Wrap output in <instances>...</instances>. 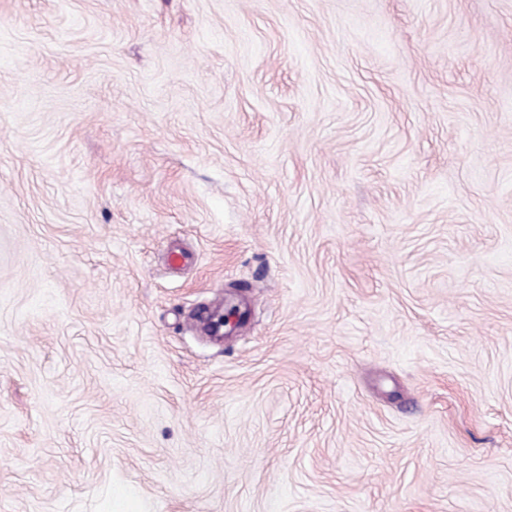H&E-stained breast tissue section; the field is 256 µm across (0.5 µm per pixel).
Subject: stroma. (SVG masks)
Wrapping results in <instances>:
<instances>
[{
	"label": "stroma",
	"mask_w": 512,
	"mask_h": 512,
	"mask_svg": "<svg viewBox=\"0 0 512 512\" xmlns=\"http://www.w3.org/2000/svg\"><path fill=\"white\" fill-rule=\"evenodd\" d=\"M0 512H512V0H0ZM204 314L208 336H217L218 339H221L224 338V326L234 323L237 309L231 306L224 311L223 306L217 305L211 310H206Z\"/></svg>",
	"instance_id": "obj_1"
}]
</instances>
